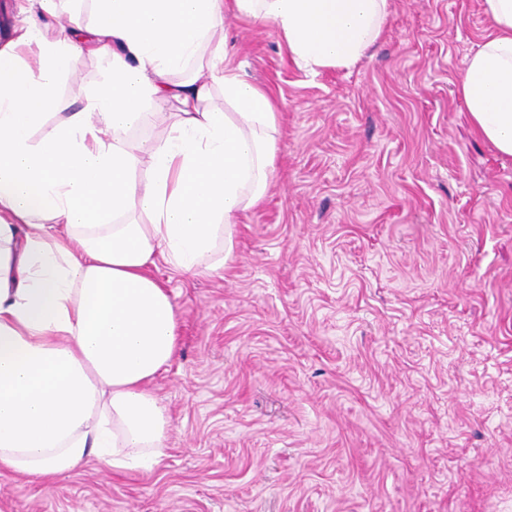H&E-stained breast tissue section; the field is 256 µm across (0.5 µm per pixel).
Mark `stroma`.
<instances>
[{
    "label": "stroma",
    "mask_w": 512,
    "mask_h": 512,
    "mask_svg": "<svg viewBox=\"0 0 512 512\" xmlns=\"http://www.w3.org/2000/svg\"><path fill=\"white\" fill-rule=\"evenodd\" d=\"M274 95L275 176L223 277L151 270L178 348L149 469L0 472V512H512V159L458 77L479 0H393L370 53L310 72L273 25L225 15ZM110 70L85 56L82 99Z\"/></svg>",
    "instance_id": "stroma-1"
}]
</instances>
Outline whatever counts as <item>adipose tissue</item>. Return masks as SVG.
I'll use <instances>...</instances> for the list:
<instances>
[{"label": "adipose tissue", "instance_id": "obj_1", "mask_svg": "<svg viewBox=\"0 0 512 512\" xmlns=\"http://www.w3.org/2000/svg\"><path fill=\"white\" fill-rule=\"evenodd\" d=\"M481 6L489 32L458 92L477 134L512 158V0ZM228 9L273 24L315 71L364 57L390 0H94L91 21L71 16L55 37L30 22V62L0 50L2 471L48 482L92 460L139 470L163 454L170 416L149 384L175 356L177 317L149 269L162 259L223 276L277 152L274 97L216 38ZM87 54L112 70L75 103L60 87ZM192 64L196 77L176 80ZM149 115L165 124L159 139L119 140Z\"/></svg>", "mask_w": 512, "mask_h": 512}]
</instances>
